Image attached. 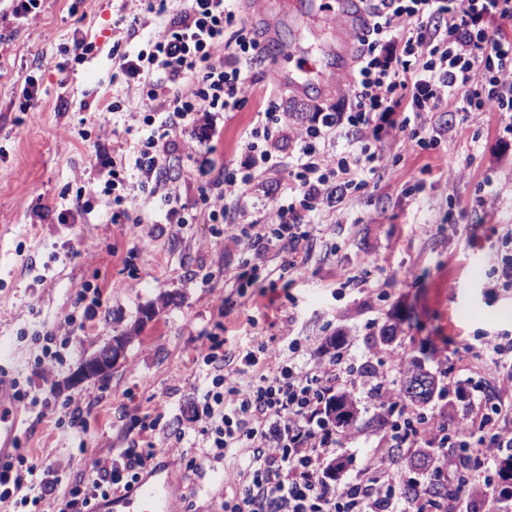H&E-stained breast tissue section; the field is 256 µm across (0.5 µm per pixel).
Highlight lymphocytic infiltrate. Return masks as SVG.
I'll return each mask as SVG.
<instances>
[{
    "instance_id": "lymphocytic-infiltrate-1",
    "label": "lymphocytic infiltrate",
    "mask_w": 512,
    "mask_h": 512,
    "mask_svg": "<svg viewBox=\"0 0 512 512\" xmlns=\"http://www.w3.org/2000/svg\"><path fill=\"white\" fill-rule=\"evenodd\" d=\"M166 2L147 0L143 12L118 19L122 34L131 36L148 15L168 14L165 29L145 49L131 54L112 45L127 94L111 109L141 128L132 146L136 183L127 182L121 158L107 147L95 155L117 189L116 224L127 218L125 203L135 188L166 205L168 223H184L185 207L164 177L162 155L198 113L241 107L248 94L242 69L262 54L227 0H183L173 14ZM367 12L369 22L356 35L347 110L317 111L308 125L295 128L269 104L247 138L240 167L225 173L223 193L209 201L214 217L223 215L225 195L244 202V223L228 225L226 233L253 263L234 280L257 283L258 265L271 249L285 254L287 267L301 265L308 240L304 213L319 217L320 234H334L342 201L367 190L383 165L378 143L407 131L411 115L448 103L452 120L463 123L491 109L505 116L503 132L512 135V0H367ZM343 128L350 139L337 155L329 147ZM263 168L287 169L288 181L279 197L249 201ZM266 209L274 223L255 221L254 213ZM198 353L216 372L196 398L198 437L219 456L249 451L224 512H479L484 490L499 480L501 460L512 457V340L491 336L482 344L492 392L476 397L455 384L461 409L431 414L402 396L405 354L392 368L381 361L358 365L344 353L309 366L299 362L295 338L274 351L246 347L221 354L209 336ZM339 385L369 400L388 423L381 453L333 484L324 463L354 434L324 416ZM414 448L428 449L433 466L407 481L397 458ZM156 455L151 443L121 448L94 460L92 478L64 485L48 480L45 466L24 455L0 458V505L41 512L56 499L58 512H95L99 501L130 491Z\"/></svg>"
}]
</instances>
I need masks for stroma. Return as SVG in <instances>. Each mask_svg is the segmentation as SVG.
<instances>
[{"label":"stroma","mask_w":512,"mask_h":512,"mask_svg":"<svg viewBox=\"0 0 512 512\" xmlns=\"http://www.w3.org/2000/svg\"><path fill=\"white\" fill-rule=\"evenodd\" d=\"M121 5L44 0L37 23L0 41V55L10 59L0 77V365L39 399L22 409V453L67 478L88 479L94 459L135 440L153 442L166 458L164 436L179 427L187 436L170 470L176 512H221L248 451L217 457L189 434L196 391L212 381L197 352L206 335L225 351L254 335L276 349L295 337L310 364L343 350L386 361L404 351L437 376L436 351L446 347L448 376H438L431 406L441 405L447 379L481 385L474 347L487 336L512 338V288L496 274L501 242L512 233V140L500 135L501 114L452 129L446 110L424 113V135L443 137L427 149L404 133L384 139L377 186L344 200L335 236L312 233L307 262L297 268L284 269L282 254L269 251L262 287L241 288L224 280L225 269L242 264L224 238L226 225L240 220L239 203L226 198L224 220L215 223L202 195L239 167L244 133L269 103L294 125L308 124L315 107H342L358 28L298 15L296 0H268L260 16L250 0H235L237 16L273 46L244 68L250 93L241 109L199 114L162 159L188 223H167L156 200L139 192L126 203L130 223L115 224L95 154L101 143L129 138L126 115L108 109L125 89L112 57ZM81 21L97 48L77 62L68 48ZM29 77L40 96L23 111ZM489 179L501 195L484 207L478 198ZM150 305L156 316L141 321ZM67 317L76 328L66 338L55 326ZM389 325L397 328L390 338L382 334ZM123 331L133 338L109 376L70 384L79 364ZM46 348L63 359L47 380L38 366ZM72 400L86 419L80 438L64 409ZM155 413V430L145 429ZM358 421L360 436L341 453L346 474L374 453L384 427L371 409ZM190 459L196 470L187 468Z\"/></svg>","instance_id":"1"}]
</instances>
